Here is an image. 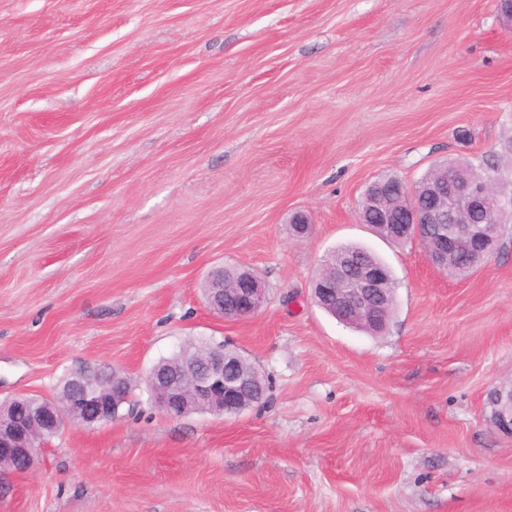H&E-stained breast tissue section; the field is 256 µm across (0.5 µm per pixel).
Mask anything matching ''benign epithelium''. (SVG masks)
<instances>
[{"label": "benign epithelium", "mask_w": 512, "mask_h": 512, "mask_svg": "<svg viewBox=\"0 0 512 512\" xmlns=\"http://www.w3.org/2000/svg\"><path fill=\"white\" fill-rule=\"evenodd\" d=\"M492 192L491 179L448 170L441 178L402 187L395 201L368 193L360 222L373 219L374 229L390 241L418 239L428 261L441 270H448V264L460 255L469 256L472 264L478 265L492 253L502 224L512 219V198L502 195L497 205L501 223H473L475 214L486 211ZM389 277L385 265L365 264L353 257L344 265L321 271L312 282V293L323 308L340 306L337 319L347 325L379 326L395 302V294L387 288ZM207 283L209 308L226 320L251 317L266 302V288L248 271L226 288L224 269L219 268L209 275ZM240 364L241 358L227 354L221 345L208 355L205 367L180 369L181 376L191 378L190 389L173 387L159 366L148 373L146 384L154 405L171 417L186 415L191 402L206 412L224 415L237 410L251 391ZM125 399L122 391L112 386V376L81 367L70 374L62 396L42 400L21 427L16 425L15 409L29 398L17 397L0 404V457L33 461L47 434L67 422L83 426L109 422Z\"/></svg>", "instance_id": "1"}]
</instances>
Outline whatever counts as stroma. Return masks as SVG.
Masks as SVG:
<instances>
[{
    "mask_svg": "<svg viewBox=\"0 0 512 512\" xmlns=\"http://www.w3.org/2000/svg\"><path fill=\"white\" fill-rule=\"evenodd\" d=\"M489 156L512 190L496 0H0V400L83 366L133 385L1 472L0 512H512V222L453 277L358 221L378 177ZM346 244L392 272L383 335L311 300ZM222 264L265 284L257 315L208 310ZM191 339L265 400L162 413L146 375Z\"/></svg>",
    "mask_w": 512,
    "mask_h": 512,
    "instance_id": "stroma-1",
    "label": "stroma"
}]
</instances>
